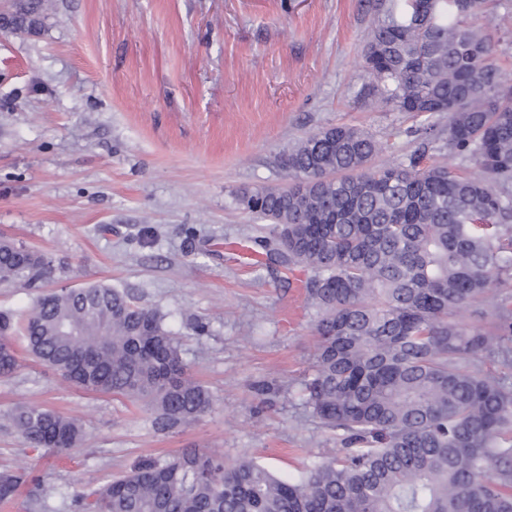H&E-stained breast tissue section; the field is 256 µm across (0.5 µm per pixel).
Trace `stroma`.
Wrapping results in <instances>:
<instances>
[{
    "label": "stroma",
    "instance_id": "obj_1",
    "mask_svg": "<svg viewBox=\"0 0 512 512\" xmlns=\"http://www.w3.org/2000/svg\"><path fill=\"white\" fill-rule=\"evenodd\" d=\"M393 0H50L40 28L0 31V235L50 254L45 290L102 282L164 316L214 405L160 429L115 394L80 390L15 341L0 379V471H26L0 512H77L74 496L201 448L254 457L283 477L339 442L305 403L315 313L280 276L231 261L268 233L238 188L288 182L279 157L342 124L382 141L381 166L426 148L420 119L374 104L364 53ZM204 331H197L196 323ZM80 421V445L36 450L8 423L17 403Z\"/></svg>",
    "mask_w": 512,
    "mask_h": 512
}]
</instances>
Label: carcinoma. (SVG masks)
Instances as JSON below:
<instances>
[{"label":"carcinoma","instance_id":"1","mask_svg":"<svg viewBox=\"0 0 512 512\" xmlns=\"http://www.w3.org/2000/svg\"><path fill=\"white\" fill-rule=\"evenodd\" d=\"M512 23L506 0H401L371 31L365 68L380 102L425 117V133L476 174L427 164L372 168L384 145L346 125L301 138L283 160L293 183L243 188L237 208L271 223L255 264L305 272L316 309L306 404L338 436L339 454L278 477L242 457L197 448L145 460L89 493L79 512H512V386L482 369L512 359V75L488 31ZM32 32L44 0H20ZM48 254L0 236V284L52 277ZM483 302L481 320L462 314ZM164 315L104 284L38 292L0 312V377L11 338L75 386L154 409L162 427L202 417L207 388L188 372ZM12 426L32 447L65 450L80 425L19 405ZM28 480L0 473V500Z\"/></svg>","mask_w":512,"mask_h":512}]
</instances>
